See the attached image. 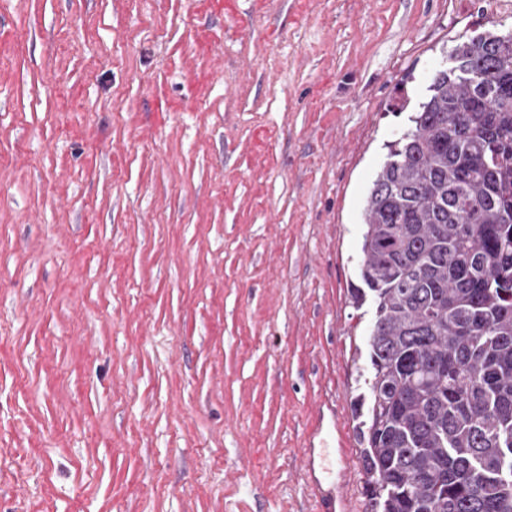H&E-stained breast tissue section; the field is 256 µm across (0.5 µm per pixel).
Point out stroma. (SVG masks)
Masks as SVG:
<instances>
[{"mask_svg": "<svg viewBox=\"0 0 512 512\" xmlns=\"http://www.w3.org/2000/svg\"><path fill=\"white\" fill-rule=\"evenodd\" d=\"M491 0H0V512H315L363 213ZM324 418L323 406H319L316 410L307 448L302 449L301 469L304 472L310 495L317 503L318 511L348 512L351 507L346 490V480L350 472V464L343 457L340 458L337 470L339 486L336 492V473L332 476V469L329 466L327 454L329 431L323 426ZM315 439L317 440L316 444L314 443ZM331 479H334V487L325 489L324 486L329 485Z\"/></svg>", "mask_w": 512, "mask_h": 512, "instance_id": "35a3bbf8", "label": "stroma"}]
</instances>
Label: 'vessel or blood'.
<instances>
[{
    "label": "vessel or blood",
    "instance_id": "obj_1",
    "mask_svg": "<svg viewBox=\"0 0 512 512\" xmlns=\"http://www.w3.org/2000/svg\"><path fill=\"white\" fill-rule=\"evenodd\" d=\"M324 418L323 412H316L311 441L301 453V469L319 512H349L350 501L345 486L341 484L333 489L329 483L335 476L341 481L346 479L350 465L343 460L338 468H330L327 454L329 432L323 426Z\"/></svg>",
    "mask_w": 512,
    "mask_h": 512
}]
</instances>
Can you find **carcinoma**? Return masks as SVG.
Returning a JSON list of instances; mask_svg holds the SVG:
<instances>
[{
    "mask_svg": "<svg viewBox=\"0 0 512 512\" xmlns=\"http://www.w3.org/2000/svg\"><path fill=\"white\" fill-rule=\"evenodd\" d=\"M364 209L373 512H512V33L457 43Z\"/></svg>",
    "mask_w": 512,
    "mask_h": 512,
    "instance_id": "cac0c4a2",
    "label": "carcinoma"
}]
</instances>
